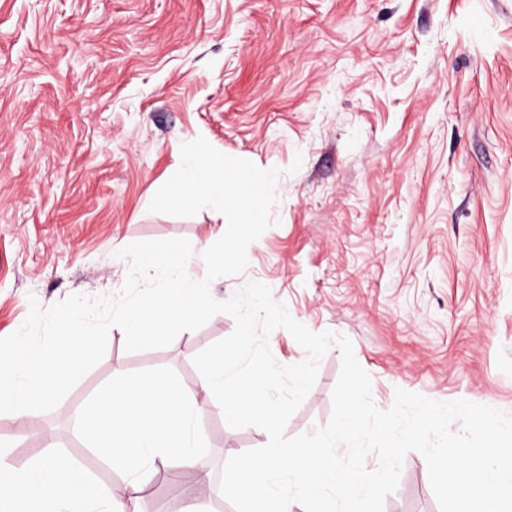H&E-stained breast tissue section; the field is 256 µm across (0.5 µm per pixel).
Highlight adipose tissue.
I'll use <instances>...</instances> for the list:
<instances>
[{
    "label": "adipose tissue",
    "instance_id": "obj_1",
    "mask_svg": "<svg viewBox=\"0 0 512 512\" xmlns=\"http://www.w3.org/2000/svg\"><path fill=\"white\" fill-rule=\"evenodd\" d=\"M194 402L164 377H129L81 413L89 447L128 474L115 487L93 483L62 456L16 469L0 448V512H140L161 472L200 465L191 433Z\"/></svg>",
    "mask_w": 512,
    "mask_h": 512
}]
</instances>
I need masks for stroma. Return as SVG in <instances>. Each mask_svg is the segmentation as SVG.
Segmentation results:
<instances>
[{
    "label": "stroma",
    "instance_id": "stroma-1",
    "mask_svg": "<svg viewBox=\"0 0 512 512\" xmlns=\"http://www.w3.org/2000/svg\"><path fill=\"white\" fill-rule=\"evenodd\" d=\"M199 137L279 171L271 225L214 299L260 282L346 336L379 409L402 389L512 414V0H0V338L31 302L117 293L137 241L187 239L205 274L226 217L150 209ZM234 329L221 313L129 352L112 328L56 408L0 414V445L19 469L56 452L120 483L78 413L118 373L162 374L197 400L219 491L268 441L200 388L194 356ZM340 369L330 347L286 436L328 423ZM384 512H440L420 453Z\"/></svg>",
    "mask_w": 512,
    "mask_h": 512
}]
</instances>
